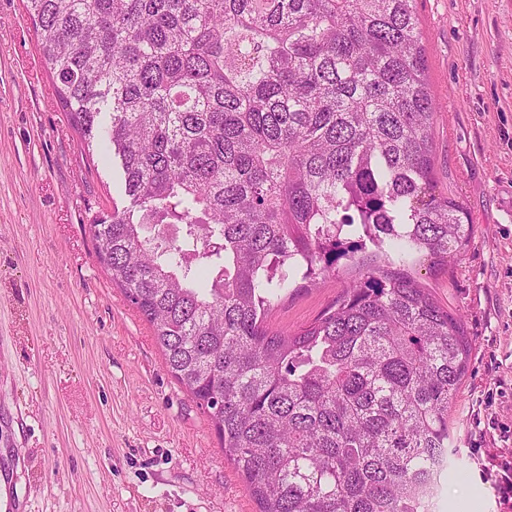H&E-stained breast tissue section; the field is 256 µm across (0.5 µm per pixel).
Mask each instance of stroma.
Masks as SVG:
<instances>
[{
    "instance_id": "1",
    "label": "stroma",
    "mask_w": 512,
    "mask_h": 512,
    "mask_svg": "<svg viewBox=\"0 0 512 512\" xmlns=\"http://www.w3.org/2000/svg\"><path fill=\"white\" fill-rule=\"evenodd\" d=\"M437 107L435 178L475 226L433 277L471 351L450 411L458 474L436 512H512V0H416ZM55 95L22 0H0V473L25 512H257L149 323L90 232L127 200ZM351 277L289 292L277 332L318 318Z\"/></svg>"
}]
</instances>
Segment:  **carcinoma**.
I'll use <instances>...</instances> for the list:
<instances>
[{"label":"carcinoma","instance_id":"1","mask_svg":"<svg viewBox=\"0 0 512 512\" xmlns=\"http://www.w3.org/2000/svg\"><path fill=\"white\" fill-rule=\"evenodd\" d=\"M23 2L122 169L98 256L259 512H433L470 345L412 266L446 271L473 224L436 192L415 0ZM357 252L325 313L269 329L299 266L315 286Z\"/></svg>","mask_w":512,"mask_h":512}]
</instances>
